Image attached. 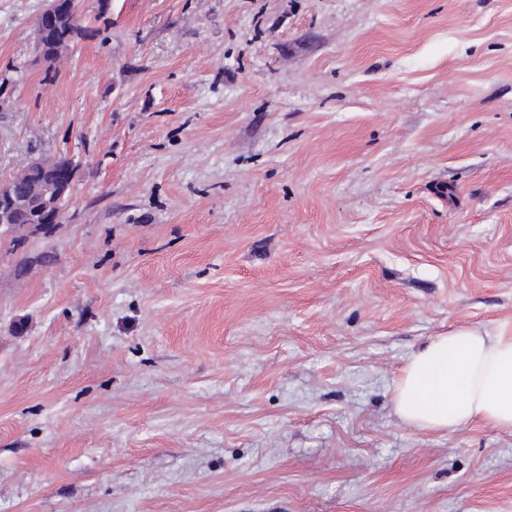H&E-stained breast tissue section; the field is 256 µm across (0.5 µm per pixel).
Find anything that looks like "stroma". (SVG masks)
Wrapping results in <instances>:
<instances>
[{"label":"stroma","instance_id":"35a3bbf8","mask_svg":"<svg viewBox=\"0 0 512 512\" xmlns=\"http://www.w3.org/2000/svg\"><path fill=\"white\" fill-rule=\"evenodd\" d=\"M0 0V512H512V435L402 423L512 327V0ZM65 160L68 161L67 165L72 175L69 182L63 183L54 178L52 174L59 164ZM31 165L39 166L50 174L39 190H34L31 194L35 196L32 202L36 215L31 219V223H18L21 200L14 194L13 180L1 182L0 225L19 226L31 233L48 232L57 224H62L64 220V205H62V202L64 197L70 193L78 168L67 157H61L52 162H34Z\"/></svg>","mask_w":512,"mask_h":512}]
</instances>
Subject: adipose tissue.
I'll list each match as a JSON object with an SVG mask.
<instances>
[{
  "instance_id": "ef3b65f1",
  "label": "adipose tissue",
  "mask_w": 512,
  "mask_h": 512,
  "mask_svg": "<svg viewBox=\"0 0 512 512\" xmlns=\"http://www.w3.org/2000/svg\"><path fill=\"white\" fill-rule=\"evenodd\" d=\"M399 420L453 434L480 422L512 434V330L462 326L414 350L392 397Z\"/></svg>"
}]
</instances>
